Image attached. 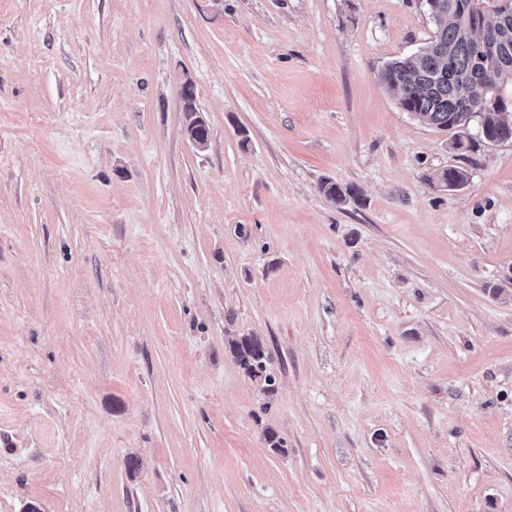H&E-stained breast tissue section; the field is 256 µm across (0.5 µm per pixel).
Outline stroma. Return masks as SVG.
I'll list each match as a JSON object with an SVG mask.
<instances>
[{
    "mask_svg": "<svg viewBox=\"0 0 512 512\" xmlns=\"http://www.w3.org/2000/svg\"><path fill=\"white\" fill-rule=\"evenodd\" d=\"M432 33L423 0H0V512H512V142L377 78ZM184 131L190 141L205 145L209 138V130L203 119L198 115L195 97L192 92L183 97ZM195 145L199 146V144ZM320 191L330 201L344 204L349 201L359 202L361 198L355 185H340L332 180H325L320 185ZM232 347L241 365L253 377H260L267 358L263 343L254 337L244 336L239 341H233Z\"/></svg>",
    "mask_w": 512,
    "mask_h": 512,
    "instance_id": "1",
    "label": "stroma"
}]
</instances>
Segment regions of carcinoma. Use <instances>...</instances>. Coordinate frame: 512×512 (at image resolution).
Returning <instances> with one entry per match:
<instances>
[{
    "label": "carcinoma",
    "mask_w": 512,
    "mask_h": 512,
    "mask_svg": "<svg viewBox=\"0 0 512 512\" xmlns=\"http://www.w3.org/2000/svg\"><path fill=\"white\" fill-rule=\"evenodd\" d=\"M461 1L471 7L474 15L483 18L497 12L502 2L452 0L456 4ZM433 22V36L425 43L424 51L388 62L378 74L379 82L397 89L400 108L416 120L443 131H456L454 146L457 148L463 147L465 140H473L469 136L473 122L477 124V137L485 140L496 137L498 117L495 112L489 110L481 116L470 108L467 99V92L474 87L482 67L477 36L465 35L446 15ZM183 112L187 139L206 144L209 130L198 115L194 95L183 97ZM467 182V172L457 167L443 169L436 176V183L444 188L462 187ZM320 191L336 204L361 201L356 186L351 184L342 186L328 179L321 183ZM232 347L241 365L252 376H261L266 360L263 343L244 336L233 341Z\"/></svg>",
    "instance_id": "1"
}]
</instances>
